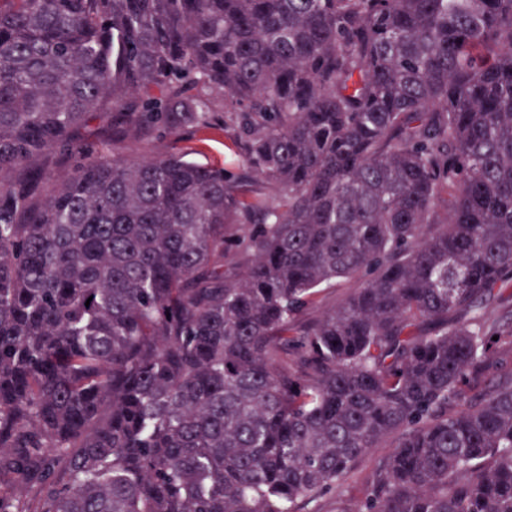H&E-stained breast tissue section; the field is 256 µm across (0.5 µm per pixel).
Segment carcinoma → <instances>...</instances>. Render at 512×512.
I'll use <instances>...</instances> for the list:
<instances>
[{
    "label": "carcinoma",
    "instance_id": "carcinoma-1",
    "mask_svg": "<svg viewBox=\"0 0 512 512\" xmlns=\"http://www.w3.org/2000/svg\"><path fill=\"white\" fill-rule=\"evenodd\" d=\"M215 97L235 167L55 179ZM511 283L512 0H0V512H298L392 434L354 512H512V317L448 323ZM363 278L359 276L341 279L329 286L321 288L315 301L299 317L304 324L319 319L326 311L338 306L363 286Z\"/></svg>",
    "mask_w": 512,
    "mask_h": 512
}]
</instances>
